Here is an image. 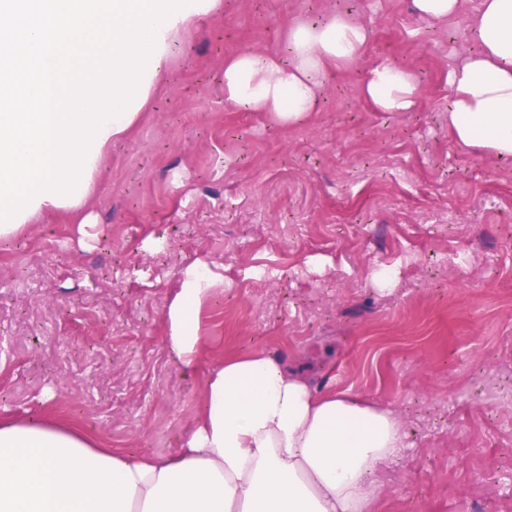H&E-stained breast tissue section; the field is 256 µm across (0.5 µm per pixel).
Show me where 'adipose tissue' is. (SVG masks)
Listing matches in <instances>:
<instances>
[{
  "mask_svg": "<svg viewBox=\"0 0 512 512\" xmlns=\"http://www.w3.org/2000/svg\"><path fill=\"white\" fill-rule=\"evenodd\" d=\"M481 46L448 76L454 145L512 157V0H483L473 23ZM367 29L341 18L297 24L292 56L244 53L224 63V93L281 125L314 109L332 67L352 61ZM363 95L383 112L410 109L417 81L374 65ZM216 276L188 266L165 306V342L193 371ZM396 412L345 394H319L275 356L218 362L201 414L173 455H134L50 421H0V512H372L376 471L403 451Z\"/></svg>",
  "mask_w": 512,
  "mask_h": 512,
  "instance_id": "ef3b65f1",
  "label": "adipose tissue"
}]
</instances>
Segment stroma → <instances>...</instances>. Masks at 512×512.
<instances>
[{
    "instance_id": "1",
    "label": "stroma",
    "mask_w": 512,
    "mask_h": 512,
    "mask_svg": "<svg viewBox=\"0 0 512 512\" xmlns=\"http://www.w3.org/2000/svg\"><path fill=\"white\" fill-rule=\"evenodd\" d=\"M480 4L427 20L413 0H221L188 26L81 210L0 241V418L172 455L216 361L270 352L319 393L397 412L406 447L376 474L377 512H512V159L448 138V73ZM338 10L370 38L305 121L226 99L227 57L286 56L294 19ZM384 62L417 77L413 110L362 97ZM197 261L220 282L187 375L163 309Z\"/></svg>"
}]
</instances>
